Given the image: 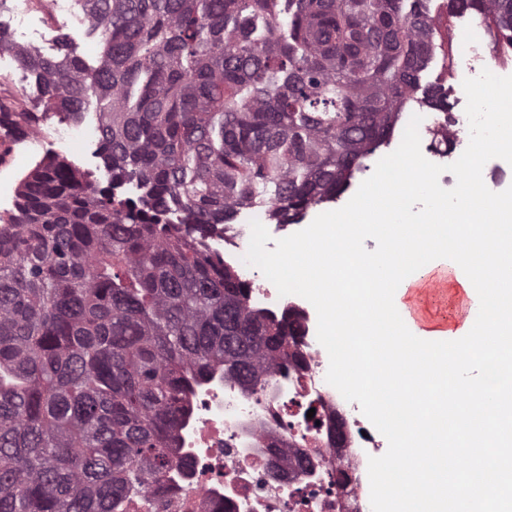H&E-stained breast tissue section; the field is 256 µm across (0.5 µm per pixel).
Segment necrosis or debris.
<instances>
[{
	"label": "necrosis or debris",
	"instance_id": "4bbe7bcc",
	"mask_svg": "<svg viewBox=\"0 0 512 512\" xmlns=\"http://www.w3.org/2000/svg\"><path fill=\"white\" fill-rule=\"evenodd\" d=\"M250 236L249 225L215 224L206 244L249 284L254 309L300 316V365L273 366L252 391L218 370L196 386L174 434L186 467L131 512H369L368 459L383 444L327 384L313 306L244 264Z\"/></svg>",
	"mask_w": 512,
	"mask_h": 512
}]
</instances>
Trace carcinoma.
Listing matches in <instances>:
<instances>
[{
  "mask_svg": "<svg viewBox=\"0 0 512 512\" xmlns=\"http://www.w3.org/2000/svg\"><path fill=\"white\" fill-rule=\"evenodd\" d=\"M103 51H8L44 106L101 104L100 154L122 202L56 156L0 216V512H129L185 466L171 432L223 365L255 389L299 317L250 309L204 243L260 207L286 224L336 199L416 102L440 46L427 0H79ZM512 46V0H451ZM36 112H6L0 137Z\"/></svg>",
  "mask_w": 512,
  "mask_h": 512,
  "instance_id": "carcinoma-1",
  "label": "carcinoma"
}]
</instances>
